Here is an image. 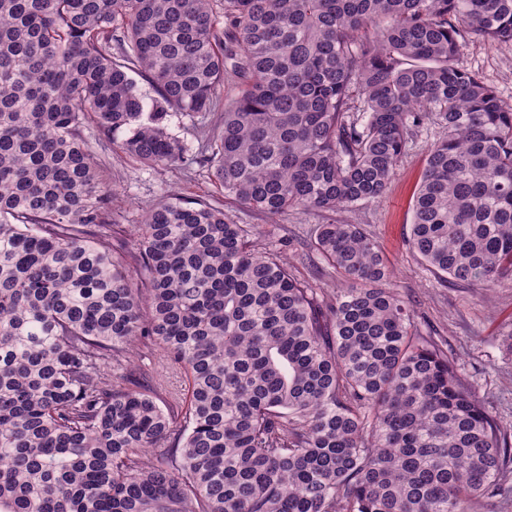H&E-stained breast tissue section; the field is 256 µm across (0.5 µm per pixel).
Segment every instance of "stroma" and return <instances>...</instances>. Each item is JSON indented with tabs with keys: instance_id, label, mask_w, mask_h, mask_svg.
Returning <instances> with one entry per match:
<instances>
[{
	"instance_id": "obj_1",
	"label": "stroma",
	"mask_w": 512,
	"mask_h": 512,
	"mask_svg": "<svg viewBox=\"0 0 512 512\" xmlns=\"http://www.w3.org/2000/svg\"><path fill=\"white\" fill-rule=\"evenodd\" d=\"M460 43L459 65L477 73L503 101L512 104V44L467 35ZM437 136V127L430 126L409 141L387 195L358 210L333 216L292 214L276 224L241 206L233 207L232 214L237 223L257 227V251L281 249L294 274L330 295L340 286L336 273L307 259L304 244L329 219L361 225L388 258L393 270L391 285L410 303L416 321L430 323L446 339L449 352L458 358L479 395L494 414L512 425V279L491 288L443 282L408 246L414 198L427 149ZM89 142L111 174L116 192L112 210L124 230L141 223L149 207L171 197L224 200L210 169L144 165L122 154L110 138L97 132Z\"/></svg>"
}]
</instances>
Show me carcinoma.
<instances>
[{"label": "carcinoma", "mask_w": 512, "mask_h": 512, "mask_svg": "<svg viewBox=\"0 0 512 512\" xmlns=\"http://www.w3.org/2000/svg\"><path fill=\"white\" fill-rule=\"evenodd\" d=\"M463 34L511 44L512 0H0V512H472L509 491L512 427L360 225L311 240L332 297L206 200L153 205L123 251L86 136L184 164L170 113L222 107L203 161L275 223L380 200L436 125L408 244L491 288L512 278V104L456 64ZM139 348L184 384L164 409Z\"/></svg>", "instance_id": "cac0c4a2"}]
</instances>
